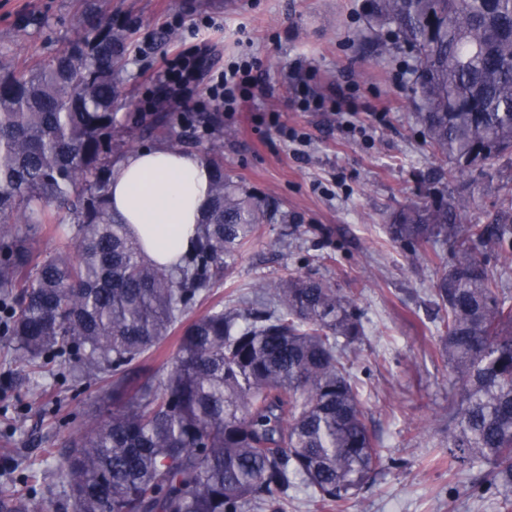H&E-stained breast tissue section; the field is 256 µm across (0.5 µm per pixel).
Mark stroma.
<instances>
[{"mask_svg": "<svg viewBox=\"0 0 512 512\" xmlns=\"http://www.w3.org/2000/svg\"><path fill=\"white\" fill-rule=\"evenodd\" d=\"M115 23L130 27L121 74L130 112L162 95L154 76L165 56L194 42L205 28L212 56L225 65L250 53L260 66L256 85L234 111L194 89L187 111L170 110L173 129L196 133L207 146L212 129L233 128L224 143V170L287 221L261 225L251 247L224 273L214 301L225 309L259 284L291 273L353 292L364 313L366 338L356 371L368 423L391 461L340 512H499L490 495L471 492L480 468L449 469L448 412L459 391L448 384V362L432 337L441 317L433 286L447 259L428 252L413 260L391 242L385 226L403 205L425 196L439 162L408 99L415 57L394 43L396 25L377 20L373 0H97ZM86 0H0V64L47 60L80 35ZM475 201L484 221L512 177L493 171L453 186ZM62 402L54 416L29 406L27 379L12 371L0 336V414H22L12 438L0 436V482L23 489L12 469L17 448L46 474L37 498L54 512L61 488L53 473L61 440L81 426L101 385L43 379Z\"/></svg>", "mask_w": 512, "mask_h": 512, "instance_id": "obj_1", "label": "stroma"}]
</instances>
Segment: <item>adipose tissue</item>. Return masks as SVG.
I'll list each match as a JSON object with an SVG mask.
<instances>
[{
    "label": "adipose tissue",
    "mask_w": 512,
    "mask_h": 512,
    "mask_svg": "<svg viewBox=\"0 0 512 512\" xmlns=\"http://www.w3.org/2000/svg\"><path fill=\"white\" fill-rule=\"evenodd\" d=\"M208 186L209 169L197 152L164 146L132 151L117 164L112 213L149 259L169 267L193 247Z\"/></svg>",
    "instance_id": "1"
}]
</instances>
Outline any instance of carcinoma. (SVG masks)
Instances as JSON below:
<instances>
[{
	"mask_svg": "<svg viewBox=\"0 0 512 512\" xmlns=\"http://www.w3.org/2000/svg\"><path fill=\"white\" fill-rule=\"evenodd\" d=\"M418 60L409 100L448 179L512 155V0H375ZM84 35L49 61L0 68V335L31 375L105 383L96 410L64 443L55 512H280L303 486L315 506L354 499L387 466L366 419L350 354L365 335L354 296L301 274L261 285L245 307L212 306L229 262L276 209L224 174V134L201 156L210 200L194 252L163 268L109 208L115 74L129 31L87 0ZM139 137H172L163 112H129ZM449 191L392 214L411 257L448 247L434 286L440 353L461 390L448 412V466H487L482 490L512 505V196L482 224ZM64 213L76 231L36 247ZM176 337L156 371L143 359ZM67 352L70 363L59 360ZM0 485V512H38Z\"/></svg>",
	"mask_w": 512,
	"mask_h": 512,
	"instance_id": "carcinoma-1",
	"label": "carcinoma"
}]
</instances>
